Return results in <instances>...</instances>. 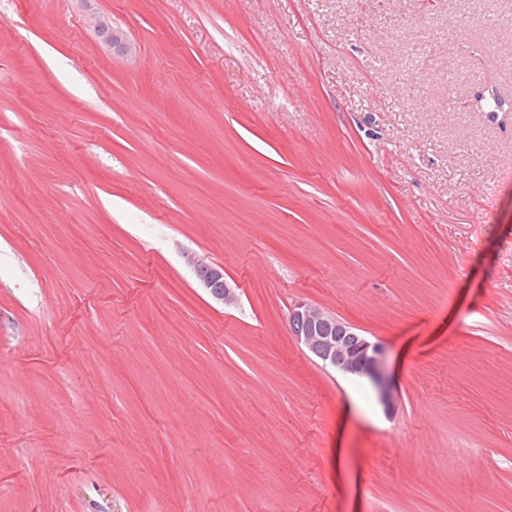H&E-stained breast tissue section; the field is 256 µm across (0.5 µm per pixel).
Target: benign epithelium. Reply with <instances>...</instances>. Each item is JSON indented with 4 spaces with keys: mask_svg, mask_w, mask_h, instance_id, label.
I'll return each instance as SVG.
<instances>
[{
    "mask_svg": "<svg viewBox=\"0 0 512 512\" xmlns=\"http://www.w3.org/2000/svg\"><path fill=\"white\" fill-rule=\"evenodd\" d=\"M98 33L122 52L130 51L124 35L107 24L98 25ZM199 285L222 304L236 300L235 289L224 277V267L212 265L194 256L187 257ZM290 335L323 365L351 377L365 379L378 390L379 402L386 412L396 407V395L387 371V351L383 343L371 341L347 321L305 302L295 304L288 317Z\"/></svg>",
    "mask_w": 512,
    "mask_h": 512,
    "instance_id": "obj_1",
    "label": "benign epithelium"
}]
</instances>
